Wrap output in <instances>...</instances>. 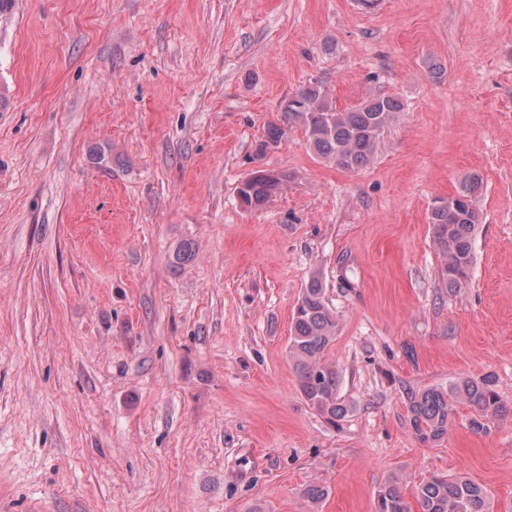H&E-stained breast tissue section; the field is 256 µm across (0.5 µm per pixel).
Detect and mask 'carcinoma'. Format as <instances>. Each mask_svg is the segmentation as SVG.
Masks as SVG:
<instances>
[{
	"instance_id": "carcinoma-1",
	"label": "carcinoma",
	"mask_w": 512,
	"mask_h": 512,
	"mask_svg": "<svg viewBox=\"0 0 512 512\" xmlns=\"http://www.w3.org/2000/svg\"><path fill=\"white\" fill-rule=\"evenodd\" d=\"M291 99L294 104L283 113V124L269 125L265 142L277 145L284 139L286 128L300 127L315 153L345 170L360 169L371 162L385 129L402 110L401 102L393 96H373L340 112L317 82L309 83ZM287 179L288 175L279 172L274 178L254 174L245 182L242 193L250 207L260 208ZM479 190L478 179L472 178L450 196L448 205H436L430 214L433 244L442 257L439 280L450 292L464 287L470 279L479 226L475 207ZM337 325L336 314L326 302L323 282L311 277L292 317L288 354L306 402L331 419L348 411L337 397L336 366L324 357L336 337ZM409 400L411 427L423 444L437 443L448 434L458 404L474 411L469 426L476 432L487 433L490 421L512 416V404L502 399L488 376L459 378L446 388L413 392ZM414 499L413 503L408 501L399 481L392 479L378 492L376 512H490L489 496L481 485L464 478L450 480L441 474L419 483Z\"/></svg>"
}]
</instances>
